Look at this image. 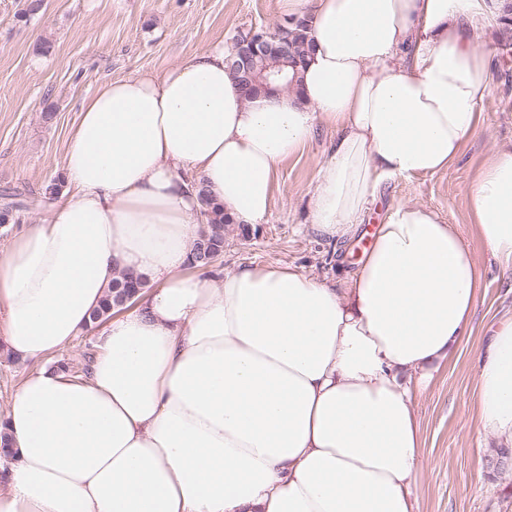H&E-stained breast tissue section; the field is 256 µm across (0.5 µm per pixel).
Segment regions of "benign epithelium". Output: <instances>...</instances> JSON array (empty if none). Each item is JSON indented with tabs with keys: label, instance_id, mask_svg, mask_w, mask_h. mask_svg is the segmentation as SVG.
Returning a JSON list of instances; mask_svg holds the SVG:
<instances>
[{
	"label": "benign epithelium",
	"instance_id": "7a95c632",
	"mask_svg": "<svg viewBox=\"0 0 512 512\" xmlns=\"http://www.w3.org/2000/svg\"><path fill=\"white\" fill-rule=\"evenodd\" d=\"M292 45L286 30L276 28L253 29L236 43L226 62L237 71L242 91L248 98L259 92H282L294 89V81L288 79L283 70L261 67L259 60L269 57L288 58Z\"/></svg>",
	"mask_w": 512,
	"mask_h": 512
}]
</instances>
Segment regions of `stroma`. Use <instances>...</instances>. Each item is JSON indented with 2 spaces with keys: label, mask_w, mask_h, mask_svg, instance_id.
<instances>
[{
  "label": "stroma",
  "mask_w": 512,
  "mask_h": 512,
  "mask_svg": "<svg viewBox=\"0 0 512 512\" xmlns=\"http://www.w3.org/2000/svg\"><path fill=\"white\" fill-rule=\"evenodd\" d=\"M26 0H0V197L19 194L33 203L0 227V250L50 209L46 187L61 176L82 103L105 82L141 72L163 73L173 63L255 27H274L277 0H44L23 17ZM499 30L482 36L493 53V83L480 109L484 123L463 156L433 175L385 187L366 226L388 209L418 201L454 225L482 271L471 333L442 360L429 385L414 396L422 439L415 512H505L512 481L492 455L480 451L471 410L474 358L488 331L512 307V275L503 274L476 238L467 195L475 166L494 142L512 139V62L499 56ZM334 130H316L301 155L277 174L271 215L250 228L230 226L218 267L280 264L318 277L346 278L365 240L340 247L312 233L311 196Z\"/></svg>",
  "instance_id": "obj_1"
}]
</instances>
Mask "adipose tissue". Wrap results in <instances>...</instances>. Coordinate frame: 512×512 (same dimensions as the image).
Wrapping results in <instances>:
<instances>
[{"label": "adipose tissue", "instance_id": "obj_1", "mask_svg": "<svg viewBox=\"0 0 512 512\" xmlns=\"http://www.w3.org/2000/svg\"><path fill=\"white\" fill-rule=\"evenodd\" d=\"M312 19L298 91L244 100L223 42L100 86L65 160L68 195L0 253V342L40 361L0 410V512H413L411 382L465 335L481 271L453 225L392 207L344 286L277 264L189 273L207 188L267 223L279 166L335 129L310 229L342 245L384 184L461 156L491 91L480 43L504 0H277ZM512 272V142L468 192ZM122 273L147 279L98 332L87 376L49 358ZM480 437L512 451V313L475 362Z\"/></svg>", "mask_w": 512, "mask_h": 512}]
</instances>
